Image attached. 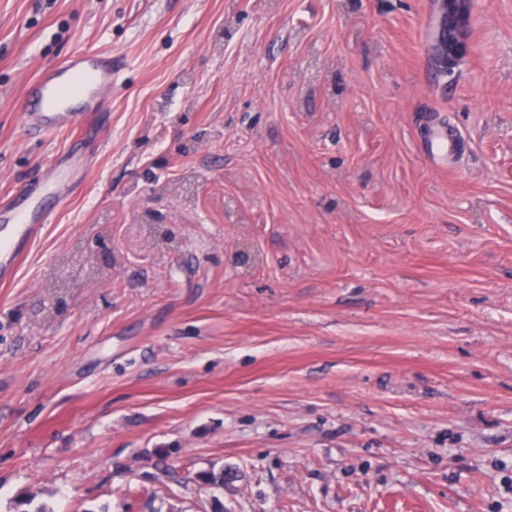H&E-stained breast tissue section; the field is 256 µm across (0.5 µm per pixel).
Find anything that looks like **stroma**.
<instances>
[{"mask_svg": "<svg viewBox=\"0 0 512 512\" xmlns=\"http://www.w3.org/2000/svg\"><path fill=\"white\" fill-rule=\"evenodd\" d=\"M437 19L0 0V195L70 141L26 84L112 55L94 165L0 284V512H512V0H467L449 76ZM426 141L430 145L432 156L435 153H448V164L453 160L456 151L457 136L452 132H448L446 128H432L427 136Z\"/></svg>", "mask_w": 512, "mask_h": 512, "instance_id": "35a3bbf8", "label": "stroma"}]
</instances>
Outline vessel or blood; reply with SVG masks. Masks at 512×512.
<instances>
[{
  "label": "vessel or blood",
  "instance_id": "1",
  "mask_svg": "<svg viewBox=\"0 0 512 512\" xmlns=\"http://www.w3.org/2000/svg\"><path fill=\"white\" fill-rule=\"evenodd\" d=\"M111 88V54L77 50L62 63L42 69L26 86L21 103L24 127L42 135L76 130L85 138L96 136L97 130L88 119L92 113L101 112ZM426 140L431 152L456 151L457 137L447 129H431ZM90 165V156L78 144H71L46 163L40 177L0 201L1 283L14 277L26 247L50 223L52 212L45 205L46 199L63 198L73 181L86 177Z\"/></svg>",
  "mask_w": 512,
  "mask_h": 512
}]
</instances>
